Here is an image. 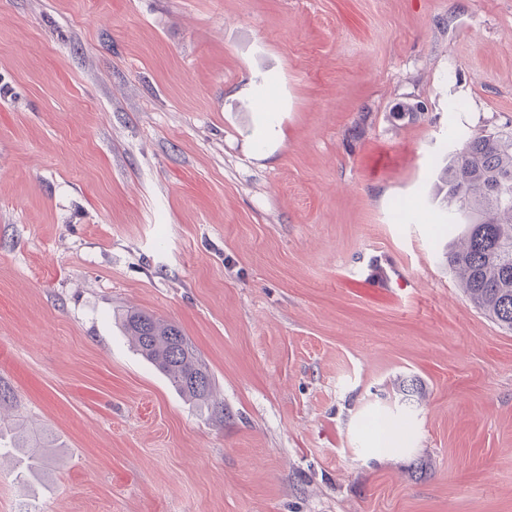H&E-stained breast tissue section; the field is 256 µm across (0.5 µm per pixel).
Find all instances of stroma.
<instances>
[{
	"instance_id": "obj_1",
	"label": "stroma",
	"mask_w": 512,
	"mask_h": 512,
	"mask_svg": "<svg viewBox=\"0 0 512 512\" xmlns=\"http://www.w3.org/2000/svg\"><path fill=\"white\" fill-rule=\"evenodd\" d=\"M506 131L512 0H0V383L57 443L0 512H512V331L432 175ZM122 328L138 354L160 370L176 391L197 402L210 400L211 374L178 325L127 310Z\"/></svg>"
}]
</instances>
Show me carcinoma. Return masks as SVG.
Listing matches in <instances>:
<instances>
[{
	"mask_svg": "<svg viewBox=\"0 0 512 512\" xmlns=\"http://www.w3.org/2000/svg\"><path fill=\"white\" fill-rule=\"evenodd\" d=\"M441 204L465 218L444 220L445 258L466 297L505 329L512 330V131L475 135L448 153L437 173ZM122 328L139 355L154 365L183 396L206 403L212 378L195 347L174 323L128 310ZM16 439L29 470L40 469L54 440L20 418L0 420V439Z\"/></svg>",
	"mask_w": 512,
	"mask_h": 512,
	"instance_id": "cac0c4a2",
	"label": "carcinoma"
}]
</instances>
